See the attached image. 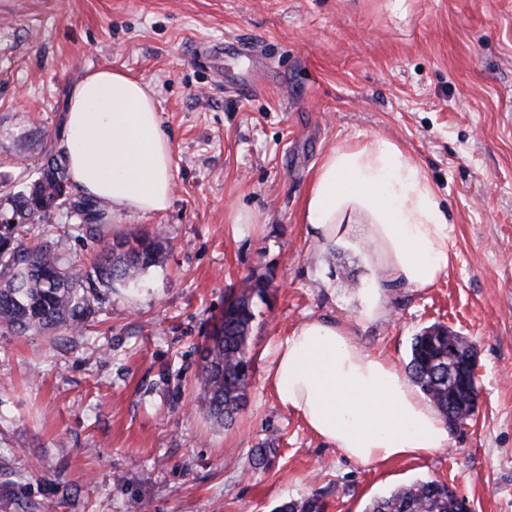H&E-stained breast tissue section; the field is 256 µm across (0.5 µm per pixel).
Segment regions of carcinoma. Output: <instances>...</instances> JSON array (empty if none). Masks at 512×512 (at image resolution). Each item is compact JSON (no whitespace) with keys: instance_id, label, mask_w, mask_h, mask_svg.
Masks as SVG:
<instances>
[{"instance_id":"carcinoma-1","label":"carcinoma","mask_w":512,"mask_h":512,"mask_svg":"<svg viewBox=\"0 0 512 512\" xmlns=\"http://www.w3.org/2000/svg\"><path fill=\"white\" fill-rule=\"evenodd\" d=\"M52 155L40 176L20 191H9L11 223H0V330L16 336L63 329L80 332L104 300L103 289L116 283L134 285L157 266L165 251L160 232L139 235L112 244L92 270L71 261L35 233L45 217V202L63 198L71 212L86 208L90 222L80 223L92 238L101 236L108 217L90 197H62L68 178L60 158ZM28 225L30 240L16 242L17 226ZM273 284L263 276L246 277L231 289L224 312L202 350L196 388L209 415L230 426L247 404V388L254 357L247 346L257 302L270 300ZM409 378L437 408L446 424L465 423L475 414L477 388L470 370L457 362L456 346L448 344V326L432 324L413 337ZM462 500L443 482L417 479L372 499L363 512H461ZM276 512H324L322 497L314 494L290 500Z\"/></svg>"}]
</instances>
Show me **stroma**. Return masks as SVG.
Wrapping results in <instances>:
<instances>
[{
	"label": "stroma",
	"mask_w": 512,
	"mask_h": 512,
	"mask_svg": "<svg viewBox=\"0 0 512 512\" xmlns=\"http://www.w3.org/2000/svg\"><path fill=\"white\" fill-rule=\"evenodd\" d=\"M234 39L244 53H225ZM106 68L154 93L171 204L113 213L100 240L64 204L40 231L86 266L158 228L166 255L107 292L88 329L0 334V512H273L317 492L324 512H363L419 478L472 512H512V0H0V180L38 178L64 146L70 89ZM373 136L448 212L454 258L433 287L379 284L361 244L321 245L302 222L323 155ZM249 275L271 278L272 297L247 405L224 428L195 378ZM312 317L401 368L413 336L448 325L476 346L474 419L416 459L348 460L266 381L276 344ZM269 439L271 464L252 468Z\"/></svg>",
	"instance_id": "1"
}]
</instances>
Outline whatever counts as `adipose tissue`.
Returning <instances> with one entry per match:
<instances>
[{"mask_svg":"<svg viewBox=\"0 0 512 512\" xmlns=\"http://www.w3.org/2000/svg\"><path fill=\"white\" fill-rule=\"evenodd\" d=\"M65 152L72 183L112 210L169 206L170 145L141 80L102 69L76 84ZM302 221L322 244L356 239L380 279L424 289L448 272V216L421 168L390 140L371 137L324 154ZM267 379L283 407L348 459L388 463L448 445L432 403L391 359L363 351L344 324L302 322L276 345Z\"/></svg>","mask_w":512,"mask_h":512,"instance_id":"ef3b65f1","label":"adipose tissue"}]
</instances>
